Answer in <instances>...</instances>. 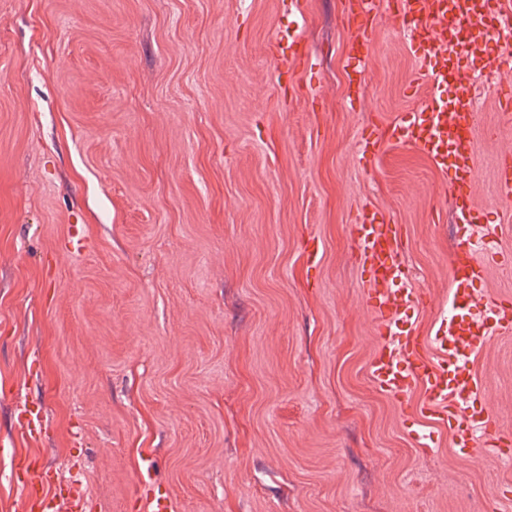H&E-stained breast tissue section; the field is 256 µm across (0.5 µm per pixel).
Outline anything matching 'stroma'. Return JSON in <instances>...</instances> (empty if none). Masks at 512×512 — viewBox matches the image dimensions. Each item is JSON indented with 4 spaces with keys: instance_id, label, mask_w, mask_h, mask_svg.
Segmentation results:
<instances>
[{
    "instance_id": "35a3bbf8",
    "label": "stroma",
    "mask_w": 512,
    "mask_h": 512,
    "mask_svg": "<svg viewBox=\"0 0 512 512\" xmlns=\"http://www.w3.org/2000/svg\"><path fill=\"white\" fill-rule=\"evenodd\" d=\"M356 28L346 0H0V512H24L18 454L81 479L85 512H142L146 455L178 512H512V465L444 433L414 448L410 404L367 374L359 211L398 227L424 330L465 227L408 144L361 159L430 88L382 8L349 104ZM476 87L473 195L502 251L482 287L512 297V124ZM470 368L512 431V334ZM42 410L34 406H24L20 411L16 425L30 437H36L42 433Z\"/></svg>"
}]
</instances>
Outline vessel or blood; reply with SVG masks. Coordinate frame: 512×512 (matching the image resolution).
<instances>
[{"label":"vessel or blood","instance_id":"vessel-or-blood-1","mask_svg":"<svg viewBox=\"0 0 512 512\" xmlns=\"http://www.w3.org/2000/svg\"><path fill=\"white\" fill-rule=\"evenodd\" d=\"M398 16L424 59L416 78L447 88V97H429L419 109L401 113L393 138L409 143L429 157L448 178L451 210L468 233L450 257L451 314L420 330L418 315L425 306L400 258V242L392 225L372 209H363L356 232V250L367 273L363 283L376 318L378 346L367 366L374 387L405 402L417 397L409 431L413 447L426 451L438 444L437 430L450 432L459 452L483 457L500 451L507 441L497 429L485 402V390L468 364L493 337L512 331V301L479 294L493 244L476 231L480 221L472 186L479 167L482 133L473 82L457 78L460 68L472 73L492 71L494 45L512 40V0H402ZM370 55L367 36H359L348 57L350 93L359 90V69ZM437 68H429V59ZM42 411L24 407L16 425L25 434L42 432ZM15 467L26 476L27 512H79L81 484L67 493L44 495V472L19 456ZM152 457H144L137 490L145 512H176L168 491L155 488Z\"/></svg>","mask_w":512,"mask_h":512}]
</instances>
